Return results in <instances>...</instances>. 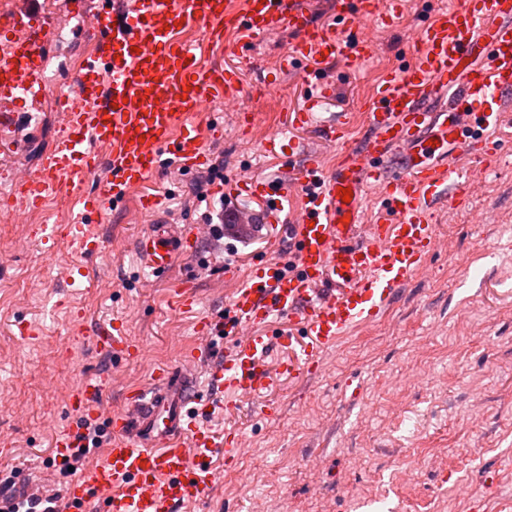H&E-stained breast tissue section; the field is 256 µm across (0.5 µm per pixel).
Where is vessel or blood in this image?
I'll use <instances>...</instances> for the list:
<instances>
[{
	"instance_id": "1",
	"label": "vessel or blood",
	"mask_w": 512,
	"mask_h": 512,
	"mask_svg": "<svg viewBox=\"0 0 512 512\" xmlns=\"http://www.w3.org/2000/svg\"><path fill=\"white\" fill-rule=\"evenodd\" d=\"M331 7L335 22L329 25L314 20L311 0H246L240 11L227 0H103L94 9L86 0H67L66 11L81 14L83 31L97 35L99 47L70 74L69 89L59 96L61 136L36 166L12 168L13 193L38 202L63 188L81 191L97 175V193L82 198L88 215L120 206L139 191L140 209L154 220L136 237L134 250L152 276H165L177 259L196 256L205 234L198 224L160 220L161 201L147 187L166 164L183 170L204 165L198 117L212 104H239L238 70L203 66L201 44L220 49L231 32L260 38L285 30L293 36L281 61L288 70L303 62L343 58L352 64L370 56L364 23H389L376 0H332ZM57 20V13L41 8L0 15V160L14 157L21 131L39 124ZM332 94L331 85L320 84L305 109L289 113V126H307ZM507 99L512 0H465L420 28L411 63L383 72L361 143L348 142L347 116L320 125L321 139L340 149L335 169L312 152L285 180L239 175L221 184V191L248 192L263 201L261 212L234 224L239 234L260 222L276 223L282 198L301 197L287 226L295 268L286 270L277 253H269L234 288L220 320L198 316L190 283L173 289V307L193 315L202 345L187 349L180 364L157 370L152 387L126 393L123 409L110 417L113 438L103 459L71 480L59 512H172L199 503L208 489L211 456L220 450L234 459L241 442L238 433L219 435L204 422L194 368L206 370L213 390L251 398L267 384L263 358L280 319L297 322L308 338L276 365L292 380L346 330L374 321L424 267L437 242L433 210L472 188L456 156L488 159L491 131L512 116L503 106ZM262 149L278 158L298 144L277 132ZM344 188L352 192L347 203L340 196ZM368 191L382 203L371 224L362 221ZM220 333L234 344L219 358L205 342ZM94 343L101 352L131 360L141 352L116 324ZM105 383L97 374L85 378L69 408L97 418Z\"/></svg>"
}]
</instances>
